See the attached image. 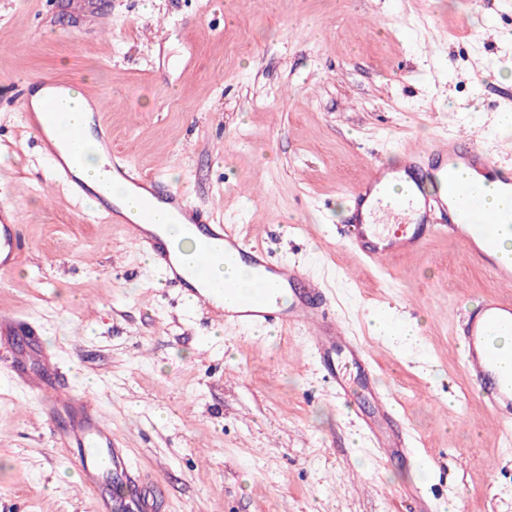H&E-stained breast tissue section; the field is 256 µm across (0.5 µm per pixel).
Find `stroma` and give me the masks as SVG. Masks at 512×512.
<instances>
[{
    "label": "stroma",
    "instance_id": "obj_1",
    "mask_svg": "<svg viewBox=\"0 0 512 512\" xmlns=\"http://www.w3.org/2000/svg\"><path fill=\"white\" fill-rule=\"evenodd\" d=\"M512 0H0V193L31 248L0 309L28 317L65 385L98 401L152 512H512V445L460 364L492 282L458 242L347 270V194L371 164L471 129L512 164ZM102 96L112 145L321 279L369 345L411 452L384 459L303 336L203 315L118 224L91 221L25 128L23 80ZM417 326L399 351L370 315ZM0 512H97L0 348Z\"/></svg>",
    "mask_w": 512,
    "mask_h": 512
}]
</instances>
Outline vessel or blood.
<instances>
[{"instance_id":"1","label":"vessel or blood","mask_w":512,"mask_h":512,"mask_svg":"<svg viewBox=\"0 0 512 512\" xmlns=\"http://www.w3.org/2000/svg\"><path fill=\"white\" fill-rule=\"evenodd\" d=\"M40 112L25 118L53 163L57 181L72 196L99 199L95 220L123 225L129 238L144 248L154 265L163 270L168 286L194 294L206 313L243 326L296 328L305 331L307 346L337 392L348 394L350 380L359 377L374 410L361 424L386 457L409 452V437L398 424L391 394L377 382L378 370L366 347L322 306V282L308 278L303 269L272 260L254 246L233 224L214 223L209 211L188 195L168 186L156 173H146L112 146V134L96 115L102 98L89 96L95 115L89 127L70 125L64 119L62 90L69 80L43 76ZM95 145L106 164L99 188H92L74 173L87 145ZM121 183L141 196L133 215H126L101 190ZM488 188L512 192V165L492 157L472 135L436 140L424 149L405 150L397 167H373L352 191V208L346 229L359 258L381 262L395 256L419 254L434 236L457 240L471 258L486 267L496 287L465 305L458 333L463 369L481 402L499 422L512 425V379L501 366L512 364V350L498 348L494 339L512 334V265L496 254L499 237L512 229V212L489 211L484 202ZM176 224L196 240L191 263L182 262L168 244L169 224ZM27 247L16 222L14 207L0 201V271L16 265ZM232 268H247L254 279L249 292H239L234 280L216 283L207 271L216 256ZM28 320L0 314V347L15 337L33 335ZM17 377L35 396L38 410L58 445L72 451V462L83 483L98 496V512H118L111 493L112 473L120 469L124 450L112 439V428L94 400L63 390L48 376H33L18 368Z\"/></svg>"}]
</instances>
